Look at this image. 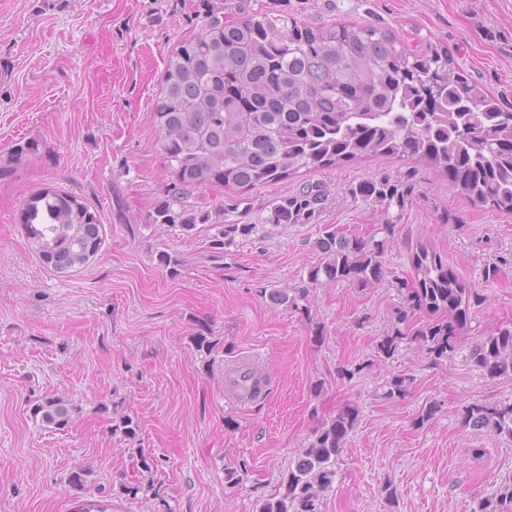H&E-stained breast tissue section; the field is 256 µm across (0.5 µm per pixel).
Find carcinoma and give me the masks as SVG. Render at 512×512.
Returning <instances> with one entry per match:
<instances>
[{
	"label": "carcinoma",
	"mask_w": 512,
	"mask_h": 512,
	"mask_svg": "<svg viewBox=\"0 0 512 512\" xmlns=\"http://www.w3.org/2000/svg\"><path fill=\"white\" fill-rule=\"evenodd\" d=\"M154 117L173 181L153 208V224L191 231L213 223L224 214V202H194L213 186L241 193L377 155L422 163L448 176L469 201L512 212V111L471 78L442 42L429 41L422 52L410 53L395 33L375 26L311 27L286 14L227 22L224 7L210 5L202 31L168 56ZM358 192L389 208L405 200L404 188L387 179L361 185ZM326 201V187L309 182L272 204L269 221L307 224ZM23 227L36 256L60 272L87 264L88 247L102 244L97 213L52 187L25 201ZM252 230L249 224H226L214 248L222 250ZM380 230L383 238L368 240L325 231L316 241L322 263L311 268L310 280L382 285L393 221ZM410 261L412 290L378 354L394 356L405 339L404 325L434 360L449 358L458 349L455 325L466 323L485 296L424 245ZM469 360L490 378L512 376V327L472 345ZM34 415L57 429L73 421L72 408L59 398L37 405ZM463 418L476 429L512 438V403H474ZM356 423L354 410L321 423L257 512H322ZM473 512H512V483L500 485Z\"/></svg>",
	"instance_id": "carcinoma-1"
}]
</instances>
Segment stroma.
I'll return each mask as SVG.
<instances>
[{"label": "stroma", "instance_id": "obj_1", "mask_svg": "<svg viewBox=\"0 0 512 512\" xmlns=\"http://www.w3.org/2000/svg\"><path fill=\"white\" fill-rule=\"evenodd\" d=\"M222 2L228 16L380 26L415 53L442 40L512 105V0ZM205 13L203 0H0V512H77L87 500L109 512H256L315 427L346 408L358 422L322 512H471L512 482V439L463 421L470 404L512 402V376L486 378L467 359L512 326V214L470 203L427 167L374 156L241 193L205 190L230 223L253 227L221 251V225L149 223L172 181L154 101L169 54ZM383 178L407 186L402 207L352 196ZM315 180L331 195L314 221L269 223L273 202ZM45 186L97 211L103 244L88 264L57 272L33 254L23 204ZM389 218L382 286L310 281L325 229L367 240ZM420 243L486 296L458 330V353L437 364L410 339L378 354ZM490 263L500 275L487 282ZM287 287L307 289V310L272 300ZM247 364L268 392L244 405L229 381ZM397 375L411 381L402 399L387 395ZM48 398L74 407L69 427L34 416ZM126 415L135 434L116 429ZM239 465V484H226Z\"/></svg>", "mask_w": 512, "mask_h": 512}]
</instances>
